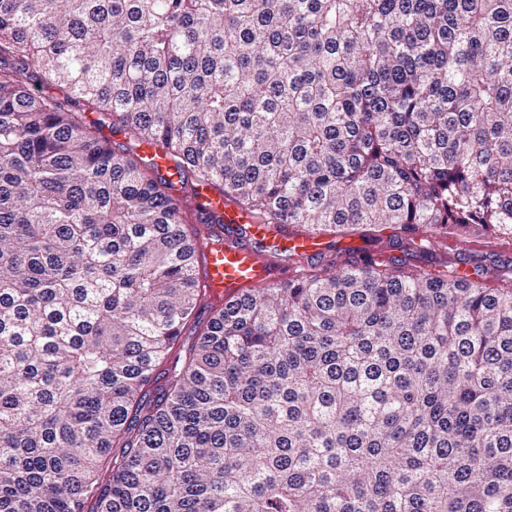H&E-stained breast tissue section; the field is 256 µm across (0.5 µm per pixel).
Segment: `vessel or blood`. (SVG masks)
I'll use <instances>...</instances> for the list:
<instances>
[{
  "instance_id": "vessel-or-blood-1",
  "label": "vessel or blood",
  "mask_w": 512,
  "mask_h": 512,
  "mask_svg": "<svg viewBox=\"0 0 512 512\" xmlns=\"http://www.w3.org/2000/svg\"><path fill=\"white\" fill-rule=\"evenodd\" d=\"M182 205L200 217L213 214L220 218L219 223L201 226L205 243L196 254L199 286L208 303L214 305L237 298L259 282L277 283L292 277L293 269L276 259V251L291 249L309 256L321 249L316 238L285 231L269 233L265 225L226 201L223 193L210 185L196 186L194 194L185 198ZM263 239L269 250L261 254L252 243Z\"/></svg>"
}]
</instances>
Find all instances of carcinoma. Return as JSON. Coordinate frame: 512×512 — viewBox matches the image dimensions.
I'll return each instance as SVG.
<instances>
[{"label": "carcinoma", "instance_id": "carcinoma-1", "mask_svg": "<svg viewBox=\"0 0 512 512\" xmlns=\"http://www.w3.org/2000/svg\"><path fill=\"white\" fill-rule=\"evenodd\" d=\"M207 183L403 256L179 350ZM434 229L512 236V0H0V512H512V284Z\"/></svg>", "mask_w": 512, "mask_h": 512}]
</instances>
